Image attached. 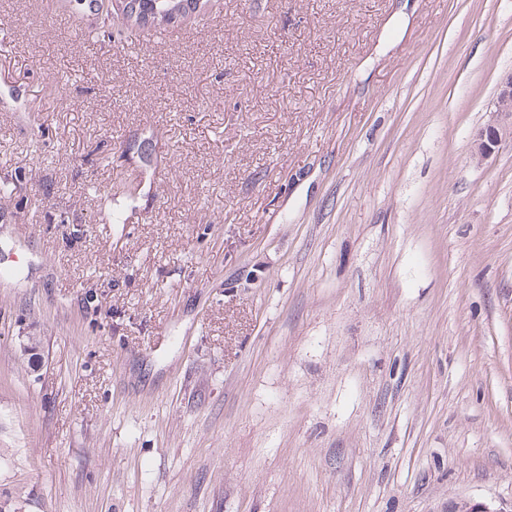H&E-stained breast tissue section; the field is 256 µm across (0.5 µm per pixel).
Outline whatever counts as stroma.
Listing matches in <instances>:
<instances>
[{"mask_svg": "<svg viewBox=\"0 0 512 512\" xmlns=\"http://www.w3.org/2000/svg\"><path fill=\"white\" fill-rule=\"evenodd\" d=\"M101 26L0 0V512H512V0Z\"/></svg>", "mask_w": 512, "mask_h": 512, "instance_id": "35a3bbf8", "label": "stroma"}]
</instances>
